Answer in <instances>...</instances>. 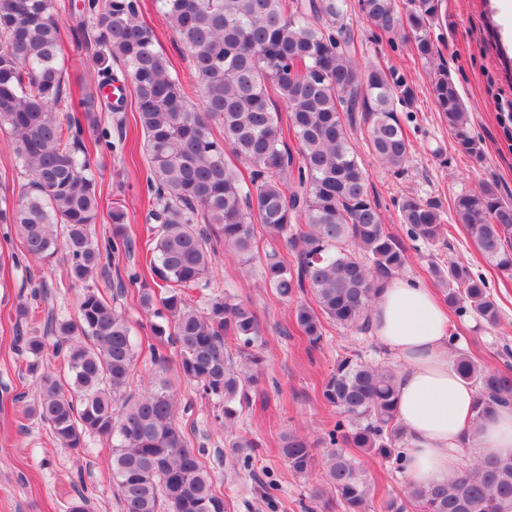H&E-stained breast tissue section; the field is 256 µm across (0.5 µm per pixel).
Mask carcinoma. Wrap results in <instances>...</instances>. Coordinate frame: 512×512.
Segmentation results:
<instances>
[{"instance_id": "carcinoma-1", "label": "carcinoma", "mask_w": 512, "mask_h": 512, "mask_svg": "<svg viewBox=\"0 0 512 512\" xmlns=\"http://www.w3.org/2000/svg\"><path fill=\"white\" fill-rule=\"evenodd\" d=\"M168 27L186 47L200 99L141 18L140 0H84L70 11V32L92 70L78 93L67 90L62 32L54 0H0V131L9 132L16 165L28 183L17 198L0 195V224L14 226L28 255L62 259L73 284L82 285L77 316L47 314L42 335L17 337L35 372L48 346L67 367L65 378L42 373L31 412L65 448L85 439L116 442L112 481L122 512H226L214 488L206 450L194 447L177 422L173 387L185 382L218 404L227 447L241 469L252 466L257 444L233 432L261 375L263 358L255 313L224 294L204 311L190 291L208 287L206 276L223 244L246 268L260 262L265 285L298 300L294 320L309 347H320L324 323L364 330L369 310L387 280L407 260L402 243L383 224L371 199L368 173L350 131L353 112L369 121L368 147L395 172L404 170L410 142L398 115L414 90L394 69L359 71L347 51L344 19L350 0H155ZM375 30L410 44L424 64H434L431 27L442 0H357ZM131 86L135 126L143 136L152 199L153 247L146 267H131L116 288L138 287L153 324L150 345L159 379L140 397H125L136 346L125 313L89 285L110 272L116 255H131L126 213L112 207V238L95 240L101 191L93 152L119 155L125 139L111 140L100 114L118 113L102 91L118 78ZM275 93L284 110L274 107ZM431 94L456 146L483 153L470 132L459 90L438 68ZM223 136L217 138L213 126ZM250 169L244 176L239 165ZM459 223L485 261L512 275V204L492 184L458 196ZM401 223L413 242L433 244L444 235L436 204L408 196ZM267 234L257 257L254 226ZM297 251L288 264L280 247ZM444 301L455 313L474 312L495 326L500 312L486 281L464 263L432 264ZM448 350L460 375L476 387V418L512 404V374L477 365ZM178 349L177 359L163 348ZM394 368L346 354L336 360L321 394L340 419L319 441L325 448V483L341 512H372L374 489L353 448L389 459L403 469L407 434L397 419ZM296 475L315 465L316 444L290 434L280 446ZM512 512V455L480 458L448 481L407 484L384 504L385 512Z\"/></svg>"}]
</instances>
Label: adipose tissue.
<instances>
[{
	"label": "adipose tissue",
	"instance_id": "obj_1",
	"mask_svg": "<svg viewBox=\"0 0 512 512\" xmlns=\"http://www.w3.org/2000/svg\"><path fill=\"white\" fill-rule=\"evenodd\" d=\"M377 340L401 363L397 415L407 430V481H446L456 468L453 449L482 457L512 454V405L472 428L475 390L448 360V315L435 294L405 280L389 281L371 313Z\"/></svg>",
	"mask_w": 512,
	"mask_h": 512
}]
</instances>
